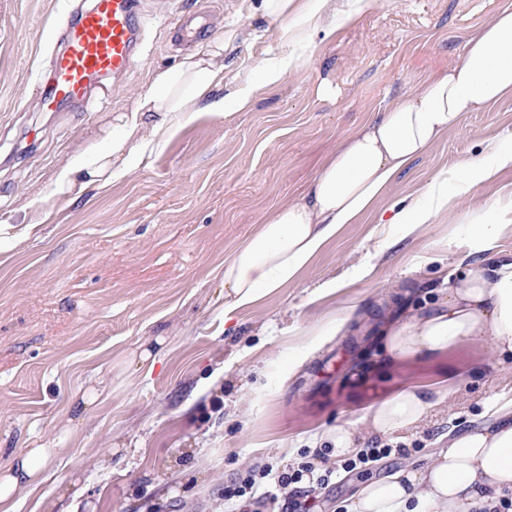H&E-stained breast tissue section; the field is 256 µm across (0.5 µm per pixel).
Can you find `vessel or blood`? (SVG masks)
I'll return each instance as SVG.
<instances>
[{"label":"vessel or blood","mask_w":512,"mask_h":512,"mask_svg":"<svg viewBox=\"0 0 512 512\" xmlns=\"http://www.w3.org/2000/svg\"><path fill=\"white\" fill-rule=\"evenodd\" d=\"M138 40V0H95L66 30L46 101H85L94 79L127 72Z\"/></svg>","instance_id":"vessel-or-blood-1"}]
</instances>
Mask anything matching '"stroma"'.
Returning <instances> with one entry per match:
<instances>
[{"instance_id":"35a3bbf8","label":"stroma","mask_w":512,"mask_h":512,"mask_svg":"<svg viewBox=\"0 0 512 512\" xmlns=\"http://www.w3.org/2000/svg\"><path fill=\"white\" fill-rule=\"evenodd\" d=\"M143 36L124 75L78 108H45L46 86L71 11L89 0H0V225L33 230L0 254V470L11 453L56 448L48 477L20 512H224V486L257 462H300L316 435L360 421L399 385L453 381L430 423L398 436L408 457L337 475L323 512L387 465L424 463L438 438L475 425L512 388V367L488 342L426 362L378 356L389 325L448 293L473 225L512 220V98L463 113L359 223L347 225L301 280L224 328V261L259 219L297 198L328 155L376 112L462 59L464 43L512 0H381L356 13L336 0V32L303 22L289 43L254 0H140ZM215 24L194 48L170 25L185 13ZM233 34L224 63L233 91L268 60L297 58L252 106L204 114L158 143L132 173L74 201L51 195L74 154L99 150L151 71ZM497 165L470 186L462 165ZM448 208L413 237L381 212L407 198L429 205L435 176ZM40 195L39 209L24 203ZM336 291L323 290L326 281ZM161 336L154 368L141 345ZM103 396L72 423L71 403Z\"/></svg>"}]
</instances>
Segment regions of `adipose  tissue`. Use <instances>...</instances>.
I'll return each instance as SVG.
<instances>
[{
	"instance_id": "ef3b65f1",
	"label": "adipose tissue",
	"mask_w": 512,
	"mask_h": 512,
	"mask_svg": "<svg viewBox=\"0 0 512 512\" xmlns=\"http://www.w3.org/2000/svg\"><path fill=\"white\" fill-rule=\"evenodd\" d=\"M329 0H258L256 9L278 23L282 37L299 21L320 18ZM225 43L159 67L130 113L119 117L104 150L74 155L56 173L53 195L69 196L90 184L105 185L134 169L152 144L175 135L199 114L240 111L267 86L278 84L294 60L288 54L262 67L232 93L215 97L224 83ZM512 97V6L465 44L461 63L426 80L353 133L324 162L305 191L262 217L224 262V319L257 306L297 283L346 225L357 223L466 112H480ZM427 193L431 203L393 204L387 223L415 235L448 206L441 178ZM490 340L512 359V250L470 262L448 283V295L429 311L390 328L381 345L387 364L424 361L462 342ZM434 407L425 384L402 387L370 405L365 421L376 435L394 437L416 428ZM444 447L422 469H400L364 484L347 512H486L512 494V391L501 393L481 428L447 433ZM56 455L27 448L0 472V512H17L21 490L36 485Z\"/></svg>"
}]
</instances>
